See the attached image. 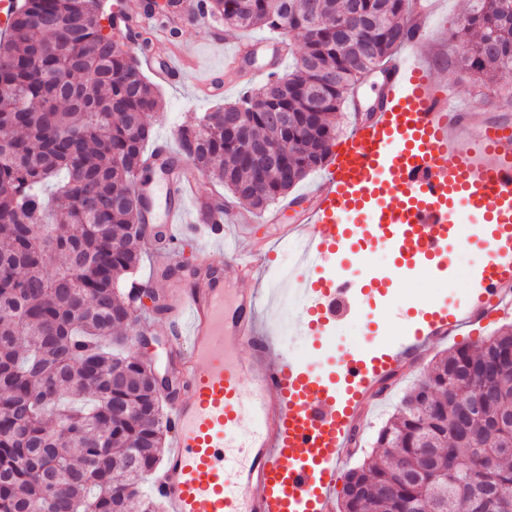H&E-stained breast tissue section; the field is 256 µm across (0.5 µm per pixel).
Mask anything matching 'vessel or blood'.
<instances>
[{
	"instance_id": "vessel-or-blood-1",
	"label": "vessel or blood",
	"mask_w": 512,
	"mask_h": 512,
	"mask_svg": "<svg viewBox=\"0 0 512 512\" xmlns=\"http://www.w3.org/2000/svg\"><path fill=\"white\" fill-rule=\"evenodd\" d=\"M442 2L431 0L410 20V39L384 68L372 117L356 120L327 173L288 203L298 218L277 239L302 244L298 333L335 325L349 308L354 286L335 263L364 232L416 264L441 258L463 224L497 225L496 255L471 306L493 307L512 294V118L475 117L436 77L439 60L427 44ZM151 152L157 166H169L166 181L158 188L141 179L135 188L145 200L158 191L165 198L160 221L171 249L157 261L181 269L166 290L169 331L188 352L167 403L169 450L153 493L165 512H334L331 493L350 439L380 384L407 355L447 336L457 313H425L401 345L367 358L344 352L329 372L298 361L274 330H259L256 294L225 302V282L254 279L266 267V253L244 245L247 225L200 212L201 230L226 245L228 263L221 271L203 256L181 266L182 213L200 174L172 163L168 143Z\"/></svg>"
}]
</instances>
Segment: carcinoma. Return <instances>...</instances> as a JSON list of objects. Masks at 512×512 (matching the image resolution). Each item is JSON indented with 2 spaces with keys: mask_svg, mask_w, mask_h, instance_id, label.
<instances>
[{
  "mask_svg": "<svg viewBox=\"0 0 512 512\" xmlns=\"http://www.w3.org/2000/svg\"><path fill=\"white\" fill-rule=\"evenodd\" d=\"M209 18L264 27L303 52L295 68L177 134L202 174L264 211L323 167L348 93L403 45L411 0H201ZM107 0H21L0 31V512H164L140 491L169 429L153 369L125 350L144 223L134 190L158 99L142 59L181 29L149 3L115 37ZM455 64L477 82L512 73V0H469ZM288 113V123L267 119ZM278 144L263 170L248 143ZM484 398L480 415L460 404ZM512 325L435 357L350 468L339 512H512ZM492 482L448 485L487 454Z\"/></svg>",
  "mask_w": 512,
  "mask_h": 512,
  "instance_id": "carcinoma-1",
  "label": "carcinoma"
}]
</instances>
